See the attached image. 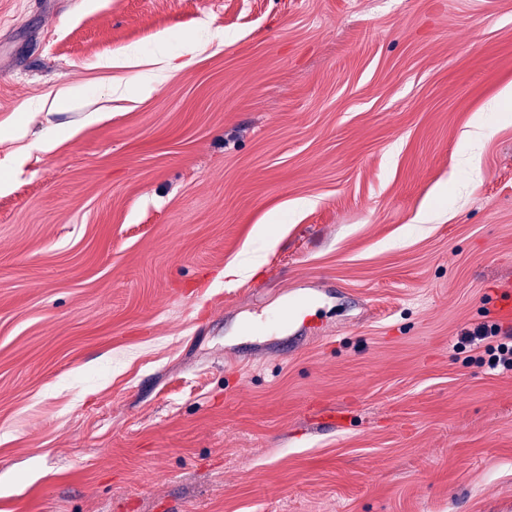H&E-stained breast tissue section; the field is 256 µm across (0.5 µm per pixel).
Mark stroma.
Here are the masks:
<instances>
[{
  "label": "stroma",
  "mask_w": 512,
  "mask_h": 512,
  "mask_svg": "<svg viewBox=\"0 0 512 512\" xmlns=\"http://www.w3.org/2000/svg\"><path fill=\"white\" fill-rule=\"evenodd\" d=\"M509 85L512 0H0V512H512ZM461 342L480 341L488 358L483 364L491 372L512 371V327L502 328L494 324L490 329L482 327L473 334L461 337Z\"/></svg>",
  "instance_id": "1"
}]
</instances>
